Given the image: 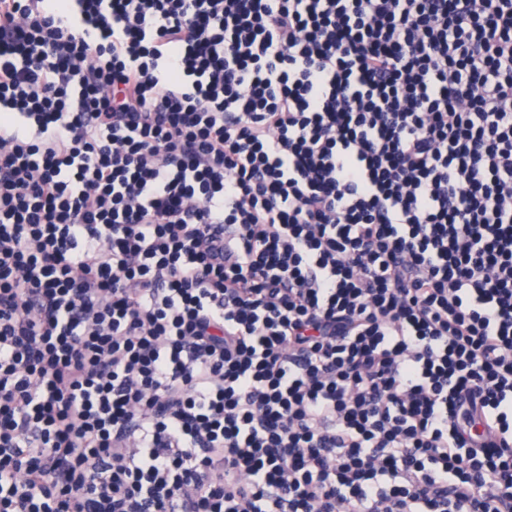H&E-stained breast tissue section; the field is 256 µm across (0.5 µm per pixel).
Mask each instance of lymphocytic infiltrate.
<instances>
[{
	"label": "lymphocytic infiltrate",
	"mask_w": 512,
	"mask_h": 512,
	"mask_svg": "<svg viewBox=\"0 0 512 512\" xmlns=\"http://www.w3.org/2000/svg\"><path fill=\"white\" fill-rule=\"evenodd\" d=\"M0 512H512V0H0Z\"/></svg>",
	"instance_id": "1"
}]
</instances>
